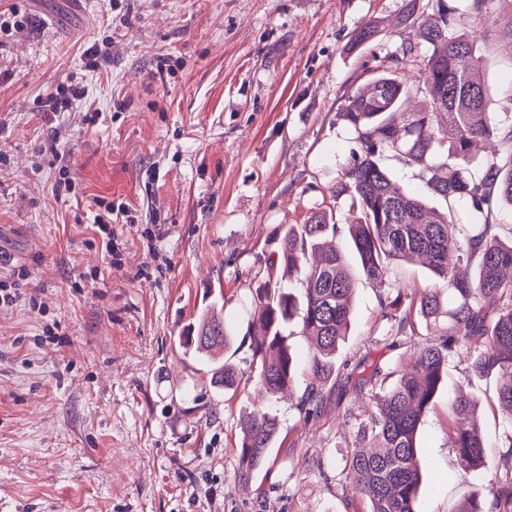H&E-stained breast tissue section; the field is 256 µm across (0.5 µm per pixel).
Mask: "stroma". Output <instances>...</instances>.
Masks as SVG:
<instances>
[{"label":"stroma","mask_w":512,"mask_h":512,"mask_svg":"<svg viewBox=\"0 0 512 512\" xmlns=\"http://www.w3.org/2000/svg\"><path fill=\"white\" fill-rule=\"evenodd\" d=\"M407 0H0V512H365L309 471L352 439L342 407L301 421L272 409L284 442L239 481L253 384L215 394L177 340L209 303L246 330L275 229L315 209L349 214L336 184L359 144L340 117L385 56L418 38ZM368 22L376 39L354 48ZM97 47L95 67L85 52ZM482 76L512 110V37L489 29ZM77 83L61 112L48 97ZM122 208L114 254L94 223ZM341 358L394 362L375 290L359 283ZM63 343L39 342L46 328ZM495 377L449 359L421 426L417 512L489 497L448 443V399L476 400L499 455Z\"/></svg>","instance_id":"35a3bbf8"}]
</instances>
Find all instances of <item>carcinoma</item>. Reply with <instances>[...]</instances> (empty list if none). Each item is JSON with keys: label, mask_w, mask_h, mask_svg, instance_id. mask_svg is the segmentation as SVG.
Here are the masks:
<instances>
[{"label": "carcinoma", "mask_w": 512, "mask_h": 512, "mask_svg": "<svg viewBox=\"0 0 512 512\" xmlns=\"http://www.w3.org/2000/svg\"><path fill=\"white\" fill-rule=\"evenodd\" d=\"M436 2L437 10L428 13L419 10L417 0H408L419 37L432 50L403 45L385 57L383 74L350 95L342 109L360 145L336 185V195H350L358 209V216L344 224L346 248L336 246L339 224L331 211L314 212L304 223L277 232L242 341L248 343L250 377L258 392L272 400L285 391H301L295 409L306 422L332 396L352 391L370 400L367 412L343 414L353 441L336 473L351 496L367 499V512H416L420 425L448 359L468 353L473 373L498 378L497 400L508 420L502 444L508 451L487 456L475 423L448 429L461 463L487 469L495 479L491 498L469 499L457 512H512V237H500L497 219L503 209L512 214V117H490L492 99L478 55L479 41L491 26L504 20L512 30V0H467L471 27L458 34L452 32L455 10ZM376 34V27L366 23L353 33L351 44L368 43ZM408 61L425 75L424 82L409 79ZM424 93L430 97L428 108L412 109L413 99ZM478 139L493 143V151L475 176L472 145ZM385 152L406 156L427 175L424 192L393 188L379 162ZM428 197L445 201L447 211L428 206ZM461 202L469 206L474 223L453 220ZM416 258L425 260L435 282L408 296L394 290L389 270ZM273 270L297 280L300 294L275 286ZM360 280L377 292L388 324L386 347L413 343L401 367L387 371L369 355L352 369L339 360ZM295 319L309 343L303 355L288 344V324ZM443 319L446 330L431 331ZM420 321L428 329L423 337ZM234 339L210 305L188 325L178 345L202 360L211 386L226 393L241 381L237 365L224 358ZM476 411L472 398L456 396L452 414L472 417ZM242 429L237 473L246 481L268 463L280 423L276 415L257 411L243 417Z\"/></svg>", "instance_id": "1"}]
</instances>
